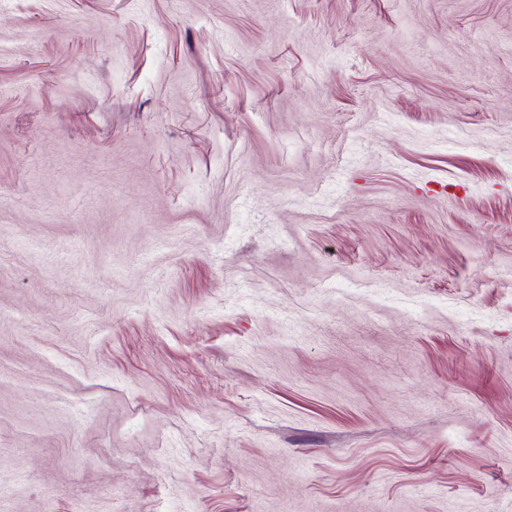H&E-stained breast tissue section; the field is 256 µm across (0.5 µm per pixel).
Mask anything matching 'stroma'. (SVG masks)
Wrapping results in <instances>:
<instances>
[{"label":"stroma","instance_id":"35a3bbf8","mask_svg":"<svg viewBox=\"0 0 512 512\" xmlns=\"http://www.w3.org/2000/svg\"><path fill=\"white\" fill-rule=\"evenodd\" d=\"M0 512H512V0H0Z\"/></svg>","mask_w":512,"mask_h":512}]
</instances>
